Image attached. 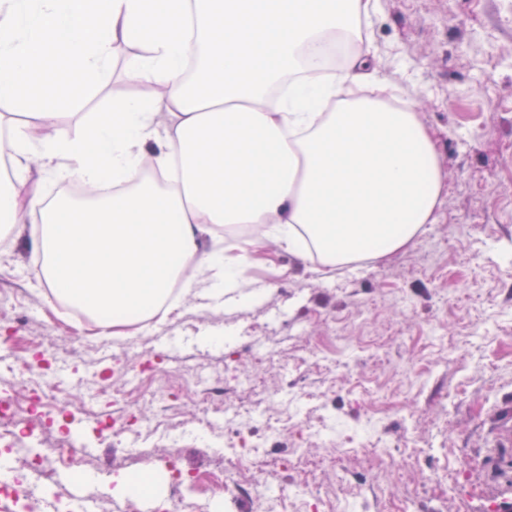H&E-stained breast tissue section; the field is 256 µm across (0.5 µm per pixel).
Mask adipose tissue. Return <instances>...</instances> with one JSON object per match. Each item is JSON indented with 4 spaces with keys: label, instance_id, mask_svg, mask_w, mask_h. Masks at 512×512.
<instances>
[{
    "label": "adipose tissue",
    "instance_id": "adipose-tissue-1",
    "mask_svg": "<svg viewBox=\"0 0 512 512\" xmlns=\"http://www.w3.org/2000/svg\"><path fill=\"white\" fill-rule=\"evenodd\" d=\"M378 0H0V99L47 128L112 74L113 45L143 46L128 76L159 89L97 113L76 136L11 131L12 172L0 180V228L38 225L36 276L55 295L112 327L159 312L181 265L197 260L206 286L182 280L204 306L258 301L241 268L263 245L234 254L200 246L215 224H265L282 250L329 266L384 260L437 221L445 178L417 113L343 98L364 78L359 54L339 75L284 83L306 48L352 34ZM205 61L195 82L185 64ZM170 116L160 125L158 113ZM89 187L134 184L91 204L48 201L28 186L30 156ZM179 177L163 191L145 165ZM266 236V237H267Z\"/></svg>",
    "mask_w": 512,
    "mask_h": 512
}]
</instances>
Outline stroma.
<instances>
[{"label":"stroma","instance_id":"35a3bbf8","mask_svg":"<svg viewBox=\"0 0 512 512\" xmlns=\"http://www.w3.org/2000/svg\"><path fill=\"white\" fill-rule=\"evenodd\" d=\"M376 75L429 127L446 174L437 223L381 262L319 273L267 243L244 272L268 290L247 307L204 308L180 296L161 322L87 336L37 281L34 225L0 234V380L26 373L80 401L103 393L74 430L95 440L119 422L116 447L76 451L68 470L89 476L98 512H164L180 480V512H256L252 486L278 490V512H336L363 497L368 512H498L512 484V447L494 428L512 413V0H379L364 44ZM133 57L110 80L57 116L75 135L113 102L144 93L128 80ZM422 369L405 378L403 365ZM234 416L262 446L252 465L200 506L195 475L225 462L221 416ZM380 423L394 462L372 482L368 448L324 452L330 417ZM180 457V476L169 468ZM156 468L158 497L114 491V477ZM316 487L321 508L289 495Z\"/></svg>","mask_w":512,"mask_h":512}]
</instances>
